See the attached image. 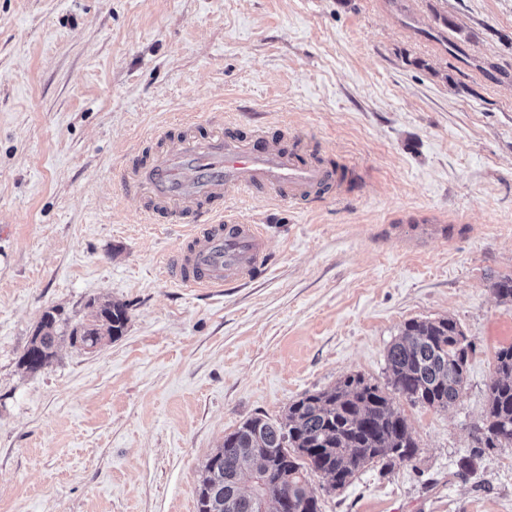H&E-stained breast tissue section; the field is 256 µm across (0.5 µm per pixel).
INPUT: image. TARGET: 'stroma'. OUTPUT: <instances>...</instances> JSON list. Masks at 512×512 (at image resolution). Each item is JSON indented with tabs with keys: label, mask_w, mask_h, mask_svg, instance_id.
Returning a JSON list of instances; mask_svg holds the SVG:
<instances>
[{
	"label": "stroma",
	"mask_w": 512,
	"mask_h": 512,
	"mask_svg": "<svg viewBox=\"0 0 512 512\" xmlns=\"http://www.w3.org/2000/svg\"><path fill=\"white\" fill-rule=\"evenodd\" d=\"M307 139L349 184L244 195L271 262L221 292L165 275L183 225L123 169L214 115ZM512 0H0V512H196L249 418L362 375L405 322L473 341L460 403L396 405L418 444L322 512H512V447L472 457L512 345ZM126 304L122 337L19 365L44 310Z\"/></svg>",
	"instance_id": "obj_1"
}]
</instances>
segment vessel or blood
I'll use <instances>...</instances> for the list:
<instances>
[{
  "instance_id": "obj_1",
  "label": "vessel or blood",
  "mask_w": 512,
  "mask_h": 512,
  "mask_svg": "<svg viewBox=\"0 0 512 512\" xmlns=\"http://www.w3.org/2000/svg\"><path fill=\"white\" fill-rule=\"evenodd\" d=\"M127 181L149 219L191 227L169 275L184 287L211 290L259 277L270 260L261 225L225 216L229 199L267 192L306 205L342 184L300 136L240 134L220 125L199 134L189 123L166 149L131 165Z\"/></svg>"
}]
</instances>
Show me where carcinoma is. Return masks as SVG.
I'll return each mask as SVG.
<instances>
[{
  "mask_svg": "<svg viewBox=\"0 0 512 512\" xmlns=\"http://www.w3.org/2000/svg\"><path fill=\"white\" fill-rule=\"evenodd\" d=\"M493 293L512 303V275L498 277ZM88 322L58 334L60 318L45 311L22 359L49 362L59 343L95 348L117 340L128 321L125 304L91 300ZM474 345L451 318L410 320L387 349L395 393L413 405L448 409L460 399ZM512 447V345L496 353L488 385V408L480 446ZM417 444L393 398L360 375L308 393L288 406L284 417L246 420L224 436L223 445L202 464L197 512H262L268 503L281 512H322L317 489L344 487L367 464L411 460ZM319 487H313V481Z\"/></svg>",
  "mask_w": 512,
  "mask_h": 512,
  "instance_id": "cac0c4a2",
  "label": "carcinoma"
}]
</instances>
